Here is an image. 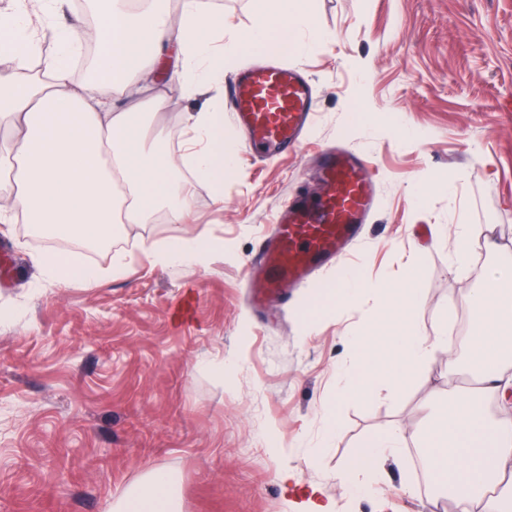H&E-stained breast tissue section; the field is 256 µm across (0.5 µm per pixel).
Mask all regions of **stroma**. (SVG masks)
Returning a JSON list of instances; mask_svg holds the SVG:
<instances>
[{"label": "stroma", "mask_w": 512, "mask_h": 512, "mask_svg": "<svg viewBox=\"0 0 512 512\" xmlns=\"http://www.w3.org/2000/svg\"><path fill=\"white\" fill-rule=\"evenodd\" d=\"M260 0H210L224 36L248 32ZM314 28L282 62L308 71L318 118L304 147L282 160L246 150L229 95L171 96L153 138L172 160L187 113H224L235 151L223 193L192 178L185 224L118 225L102 251H71L108 267L127 254L124 275L57 283L34 263L41 239L0 223V512H106L153 469L169 471L181 512H311L318 485L334 512H430L413 455L423 407L448 393V357L417 375L401 396L334 404L336 437L317 467L303 464L318 443L336 370L350 339L382 308L379 289L415 274L416 321L429 334L450 308L472 309L478 272L512 263V0H306ZM340 143L369 155L378 208L344 264L372 290L335 307L315 329L334 272L295 289L288 307L248 306L246 265L296 193L318 192L313 152ZM495 234L497 247L449 264L455 227ZM206 237L223 254L205 266H160L148 246ZM233 357L231 381L214 366ZM401 427L405 454L386 461L376 491L352 494L355 449L387 426ZM277 438L279 451L267 440ZM296 469L294 489L275 477Z\"/></svg>", "instance_id": "obj_1"}]
</instances>
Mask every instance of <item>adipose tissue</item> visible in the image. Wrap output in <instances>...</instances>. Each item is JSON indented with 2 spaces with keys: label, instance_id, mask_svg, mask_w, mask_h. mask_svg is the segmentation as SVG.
I'll use <instances>...</instances> for the list:
<instances>
[{
  "label": "adipose tissue",
  "instance_id": "ef3b65f1",
  "mask_svg": "<svg viewBox=\"0 0 512 512\" xmlns=\"http://www.w3.org/2000/svg\"><path fill=\"white\" fill-rule=\"evenodd\" d=\"M87 5L98 15L97 51L93 75L80 82L73 58L82 34L59 23L70 0H0V158L13 159L7 179L15 186L0 202V223L22 215L57 237L111 238L116 181L124 189L128 221L147 223L162 207L171 223H184L193 202L184 172L223 192L233 148L224 141L223 114L203 108L187 114L182 164L173 166L147 144L156 112L170 93L193 98L219 91L226 59L297 51L311 27L308 12L300 0H279L277 8L260 13L251 30L219 48L210 37L223 33L224 19L206 0H181L175 18L162 0ZM171 44L180 61L176 76L145 94L136 73ZM223 249V243L197 238L155 245L151 256L159 265H198ZM503 281L512 282L511 266L476 275L471 295L477 317L468 351L484 390L501 394L512 390V374L499 368L512 339V294L496 288ZM414 307L413 289L388 294L386 312L352 339L336 400L371 397L380 384L401 391L448 351L447 331L427 335L413 318ZM401 443L397 428L364 441L354 455L348 491H368L380 478L381 460L401 459ZM422 452L431 481L452 491L459 512H512V417L489 421L478 400L449 390L447 408L422 433ZM113 512H179L171 474L151 471Z\"/></svg>",
  "mask_w": 512,
  "mask_h": 512
}]
</instances>
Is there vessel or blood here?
<instances>
[{
  "mask_svg": "<svg viewBox=\"0 0 512 512\" xmlns=\"http://www.w3.org/2000/svg\"><path fill=\"white\" fill-rule=\"evenodd\" d=\"M233 119L250 149L285 154L303 143L316 116V94L306 73L275 59L239 72L231 85ZM322 192L288 200L274 234L248 276L257 287L249 298L257 310L285 298L290 289L310 286L316 274L338 268L339 256L358 241L377 207V184L359 154L336 146L318 159Z\"/></svg>",
  "mask_w": 512,
  "mask_h": 512,
  "instance_id": "1",
  "label": "vessel or blood"
}]
</instances>
